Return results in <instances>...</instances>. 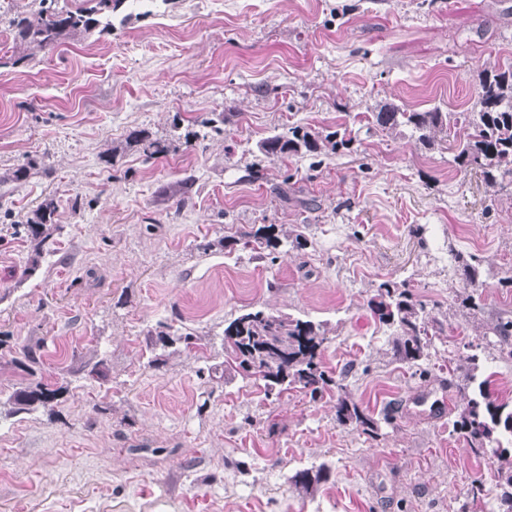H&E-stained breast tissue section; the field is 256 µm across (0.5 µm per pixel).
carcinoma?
Masks as SVG:
<instances>
[{"label": "carcinoma", "mask_w": 512, "mask_h": 512, "mask_svg": "<svg viewBox=\"0 0 512 512\" xmlns=\"http://www.w3.org/2000/svg\"><path fill=\"white\" fill-rule=\"evenodd\" d=\"M91 6L67 10L57 6V0H32L27 10L16 12L8 19L16 48L23 52L20 59L31 57L35 49L53 48L72 35L87 33L96 28L112 30V13L123 0H89ZM373 125L388 134L402 135L408 130L417 139L433 146L448 141V128L458 126L464 131L454 146L453 161L462 170L481 172L487 187L496 189L512 179V66L485 68L480 72L475 94L474 110L443 112L433 108L423 112H404L385 105L372 113ZM353 139L336 140V133L320 136L300 126L288 128L287 133L274 134L259 144V151L268 158L282 159L297 155L316 156L323 148H349ZM124 148H136L148 158L163 156L170 144L153 139L143 129L128 131ZM57 202L44 199L27 218V230L35 249H40L49 237L48 226L54 224ZM280 245L273 227L267 226L243 236V247L262 259L264 251ZM466 292L457 295L459 307L469 314L482 312L480 296L474 289L484 285L482 260L476 255H456ZM374 320L395 327L391 337L393 358L417 366L430 356L433 338L441 335L442 323L431 317L426 305L415 297L404 283L385 280L377 286L368 301ZM192 334L176 338L160 331L147 334V347H159L183 341L190 342ZM486 346L497 350L505 360H512V319L501 317L483 333ZM326 329L310 320L295 319L286 314H274L262 309H242L224 326V374H242L264 381L268 395L279 396L292 387H300L315 396L334 386L336 422L351 425L362 433L378 434L379 425L373 415L349 395L343 380H335L324 369L321 360ZM15 362L29 375L37 374L40 356L37 348L25 345ZM476 375L467 373L458 384L464 405L455 421V429L477 454L502 458L505 448L500 440L512 435V400H492L478 386L479 397L469 396ZM61 388L38 381L13 395L17 410H29L47 405L60 396Z\"/></svg>", "instance_id": "cac0c4a2"}]
</instances>
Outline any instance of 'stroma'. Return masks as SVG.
Instances as JSON below:
<instances>
[{"label":"stroma","instance_id":"1","mask_svg":"<svg viewBox=\"0 0 512 512\" xmlns=\"http://www.w3.org/2000/svg\"><path fill=\"white\" fill-rule=\"evenodd\" d=\"M113 20L19 64L0 25V173L39 168L0 184V512H498L501 463L456 433L451 368L477 355L489 395L512 398V362L482 339L512 318V185L363 117L470 110L479 72L512 66V0H125ZM212 112L223 134L193 147L109 155L130 129L196 131ZM296 125L354 141L319 161L260 153ZM48 195L61 229L38 250L24 222ZM267 225L306 246L254 257L239 240ZM456 252L487 272L474 319ZM388 279L444 324L424 371L392 360L367 308ZM244 307L324 324V366L378 436L337 423L335 392L225 379ZM163 324L195 345L155 368L146 334ZM35 343L63 392L18 413L33 378L13 357Z\"/></svg>","mask_w":512,"mask_h":512}]
</instances>
